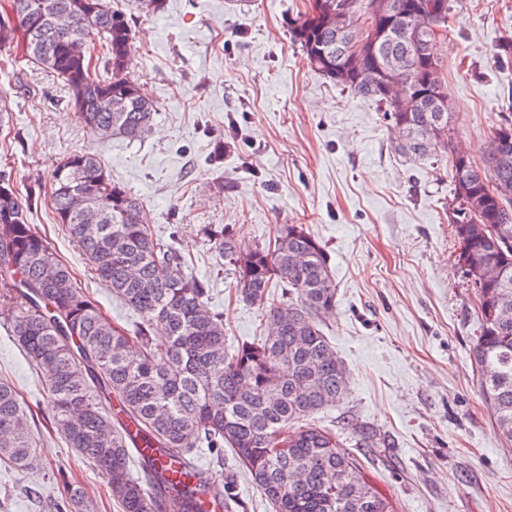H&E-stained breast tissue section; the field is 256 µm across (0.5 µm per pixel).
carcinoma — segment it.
<instances>
[{
  "label": "carcinoma",
  "instance_id": "1",
  "mask_svg": "<svg viewBox=\"0 0 512 512\" xmlns=\"http://www.w3.org/2000/svg\"><path fill=\"white\" fill-rule=\"evenodd\" d=\"M292 22L291 37L312 71L383 108L398 131L394 150L409 160L447 154L458 262L473 283L480 330L472 346L478 389L499 437L512 444V140L499 138L479 165L453 140L446 100L426 94L425 80L444 87L438 29L448 28L450 0H394L420 27L406 45L377 0H345L356 28L336 32V0ZM132 28L110 0H9L0 12V52H22L62 79L79 121L101 141L149 135L154 101L128 74ZM106 49L103 70L90 47ZM403 59L415 89L383 98L369 73L389 57ZM51 204L57 223L79 247L94 276L132 308L139 321L112 322L77 285L29 223L34 207L0 171V294L15 304L12 336L45 376L52 410L47 429L101 474L121 512H208L224 507L236 473L223 482L202 471L198 448L224 467L232 448L272 512H395L368 480L363 464L336 433L312 423L338 405L347 377L321 322L336 310V283L324 245L301 224H279L274 240L243 249L222 224L204 228L224 259L239 297L274 322L267 336L226 348L224 314L209 305V282L186 272L176 241L150 228L141 201L107 174L101 158L76 152L58 158ZM281 293H276L277 288ZM154 454L132 457L130 449ZM356 447L381 461L391 442L377 428L356 430ZM38 441L16 387L0 381V460L24 471L39 466ZM88 494L67 482L46 512H82Z\"/></svg>",
  "mask_w": 512,
  "mask_h": 512
}]
</instances>
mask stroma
I'll use <instances>...</instances> for the list:
<instances>
[{"mask_svg":"<svg viewBox=\"0 0 512 512\" xmlns=\"http://www.w3.org/2000/svg\"><path fill=\"white\" fill-rule=\"evenodd\" d=\"M115 3L134 33L131 75L158 105L144 141L100 142L76 118L63 81L0 55V160L19 192L34 195L29 221L79 287L119 324L136 320L55 220L51 171L68 153L99 154L155 233L176 239L188 273L210 279L232 342L270 323L217 275L202 226L230 225L250 245L272 239L277 225H307L330 259L336 312L324 332L347 373L344 400L315 423L344 438L352 423H367L393 442L391 467L362 460L397 512H512V447L481 402L471 363L479 321L455 253L445 164L395 154L379 106L310 70L288 32L308 0H166L158 14ZM509 37L512 0H453L441 71L455 136L478 162L502 113H512V57L498 53ZM15 317L0 298V380L45 416L43 379L10 335ZM40 443L38 469L0 463V512H38L39 498L58 495L63 471L97 512H119L59 434L41 432Z\"/></svg>","mask_w":512,"mask_h":512,"instance_id":"35a3bbf8","label":"stroma"}]
</instances>
